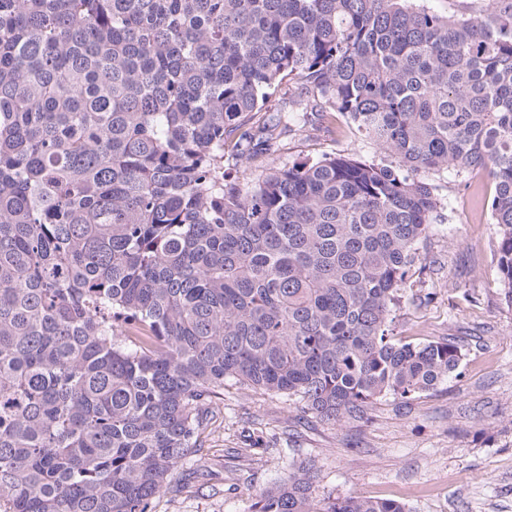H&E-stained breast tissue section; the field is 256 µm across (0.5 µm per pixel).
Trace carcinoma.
I'll return each mask as SVG.
<instances>
[{"label": "carcinoma", "mask_w": 512, "mask_h": 512, "mask_svg": "<svg viewBox=\"0 0 512 512\" xmlns=\"http://www.w3.org/2000/svg\"><path fill=\"white\" fill-rule=\"evenodd\" d=\"M410 2L0 0V512H152L228 379L334 425L458 374L389 327L421 170L491 175L512 306V0ZM311 112L399 167L275 165ZM312 469L249 512H408Z\"/></svg>", "instance_id": "obj_1"}]
</instances>
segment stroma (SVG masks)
<instances>
[{"label": "stroma", "instance_id": "stroma-1", "mask_svg": "<svg viewBox=\"0 0 512 512\" xmlns=\"http://www.w3.org/2000/svg\"><path fill=\"white\" fill-rule=\"evenodd\" d=\"M326 154L392 161L340 115L290 137L276 162ZM419 178L444 203L448 221L419 242L391 334L407 342L453 338L464 354L459 376L407 405L382 399L366 419L340 425L304 413L297 398L226 383L218 400L224 421L205 433L199 452L204 476L192 479L177 467L170 481L182 491L157 498L155 512H247L260 490L304 459L315 463L321 497L393 499L411 512H512V307L494 260V183L484 171ZM255 427L262 448L233 456Z\"/></svg>", "mask_w": 512, "mask_h": 512}]
</instances>
